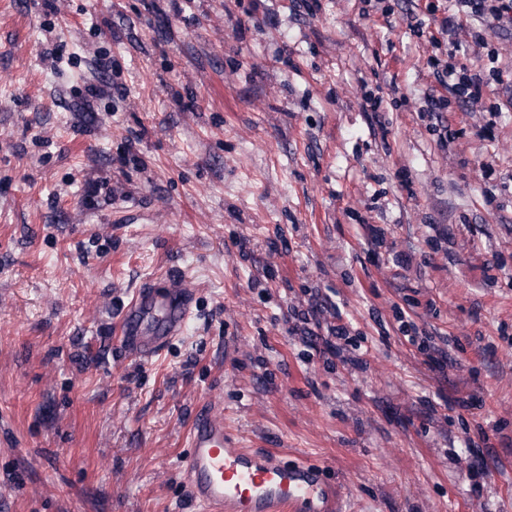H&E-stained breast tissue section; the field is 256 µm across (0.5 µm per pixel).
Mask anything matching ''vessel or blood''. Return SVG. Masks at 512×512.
Wrapping results in <instances>:
<instances>
[{
    "mask_svg": "<svg viewBox=\"0 0 512 512\" xmlns=\"http://www.w3.org/2000/svg\"><path fill=\"white\" fill-rule=\"evenodd\" d=\"M194 297L183 283H148L124 305L121 348L144 362L182 336ZM184 481L199 512H341L342 492L323 469L245 447L217 409L201 406L187 435Z\"/></svg>",
    "mask_w": 512,
    "mask_h": 512,
    "instance_id": "obj_1",
    "label": "vessel or blood"
}]
</instances>
